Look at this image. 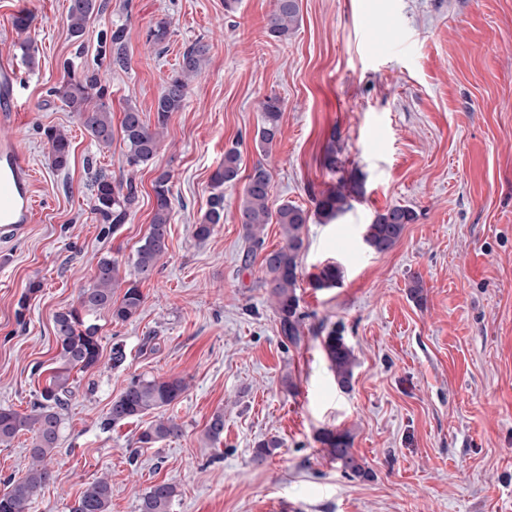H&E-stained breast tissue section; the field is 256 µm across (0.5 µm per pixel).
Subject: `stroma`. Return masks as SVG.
<instances>
[{
  "label": "stroma",
  "mask_w": 512,
  "mask_h": 512,
  "mask_svg": "<svg viewBox=\"0 0 512 512\" xmlns=\"http://www.w3.org/2000/svg\"><path fill=\"white\" fill-rule=\"evenodd\" d=\"M81 37L69 0H0V63L20 80L12 133L34 171L33 220L0 243V407L27 414L57 354L54 318L75 307L97 260L128 259L148 230L156 170L172 174L168 250L140 288L139 317L97 324L100 359L73 375L60 409L52 478L32 512H71L105 477L111 512H139L153 484L177 495L171 512H512V0H300L288 40L267 34L274 0H105ZM34 22L13 24L20 11ZM167 20L165 48L147 40ZM127 30V61L98 56L107 31ZM31 40L34 63L19 42ZM209 46L185 106L173 113L153 165L129 172L121 138L99 148L49 91L64 61L97 68L113 125L126 103L153 122L155 103L186 44ZM283 103L271 154L254 136L265 97ZM65 130L72 152L52 166L43 131ZM243 169L265 161L273 204L310 211L300 255V344L289 343L260 281L262 257L245 258L241 185L224 189V222L203 241L211 177L229 147ZM339 175L323 164L328 148ZM134 175L138 200L126 224L96 223V176ZM344 176L359 187L350 208L323 224L313 194ZM396 205L417 213L394 249L371 252L364 227ZM338 264L342 279L311 277ZM423 302L408 294L413 277ZM38 291H31L32 281ZM342 329L356 364L339 389L319 327ZM126 360L113 366V346ZM137 376L182 377L167 413L178 437L139 446L149 417L107 421ZM224 413L213 444L206 426ZM349 431L369 477L343 473L321 449L322 430ZM281 443L263 465L259 442Z\"/></svg>",
  "instance_id": "35a3bbf8"
}]
</instances>
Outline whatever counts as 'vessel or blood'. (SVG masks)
<instances>
[{
    "mask_svg": "<svg viewBox=\"0 0 512 512\" xmlns=\"http://www.w3.org/2000/svg\"><path fill=\"white\" fill-rule=\"evenodd\" d=\"M34 212L33 175L16 140L0 135V238L16 239Z\"/></svg>",
    "mask_w": 512,
    "mask_h": 512,
    "instance_id": "vessel-or-blood-1",
    "label": "vessel or blood"
}]
</instances>
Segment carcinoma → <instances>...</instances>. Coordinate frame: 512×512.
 Segmentation results:
<instances>
[{
  "label": "carcinoma",
  "instance_id": "cac0c4a2",
  "mask_svg": "<svg viewBox=\"0 0 512 512\" xmlns=\"http://www.w3.org/2000/svg\"><path fill=\"white\" fill-rule=\"evenodd\" d=\"M105 6L103 0H69L67 21L71 34L79 37L88 23L99 15ZM301 21L299 0H276L270 17L268 35L277 40H286ZM109 49L112 64L122 66L126 61L125 27L111 29ZM208 47L200 40L187 46L181 54L178 68L166 82L155 104L154 125H149L138 108L130 103L123 110L121 133L126 147V164L135 172L152 162L158 152L160 137L166 129L171 115L180 111L186 101L189 81L198 75L206 63ZM65 76L59 85L50 89V95L59 99L73 112L81 125L101 148L112 146V113L104 102L105 89L100 84L98 73L90 70L78 71L74 64H63ZM262 123L258 126L255 142L261 151L268 154L281 135L280 118L282 102L276 96H268L261 103ZM46 145L53 167H67L71 157V140L57 128L45 130ZM167 170L157 171L153 179L154 209L151 224L140 240L132 259L133 276L127 278L120 273L118 261L101 257L95 267L91 284L80 290L78 306L55 316L54 333L57 355L46 384L40 392L31 412L21 415L9 408L0 409V443L7 444L24 431L32 433L31 465L24 477L8 481L0 492V512H27L33 496L49 480L50 473L45 460L58 447L61 417L57 408L62 405L69 392L72 372H83L99 361L100 344L98 328L88 322L87 317L108 310L112 320L125 323L135 319L144 303L139 287L141 280L155 272L161 258L166 254L170 231L172 201ZM244 181L238 210L244 231L247 250L244 261L257 252L264 251L265 224L271 217L281 226L285 244L278 249L265 251L262 259L264 277L261 287L279 319L280 334L289 343L297 345L303 336L304 315L300 311L301 274L299 254L303 247V233L309 223L308 212L302 208L282 203L271 208L270 169L262 162L256 163L247 174H242L239 151L231 147L224 151V160L212 176V192L208 209L194 225L193 235L198 240L209 238L215 226L224 223V186ZM91 202V212L99 224H110L117 228L127 223L131 208L138 196L137 185L129 176L118 181L99 176ZM357 191L356 185L344 178L314 198L315 211L325 221L338 217L349 207V199ZM416 219L415 211L407 206H393L366 225L363 241L378 254L391 250L401 239L406 225ZM341 280L340 269L334 264L323 266L314 277L316 288H332ZM125 288L122 299L112 301L117 289ZM323 351L329 362L337 385L347 389L351 385L354 354L342 331L331 329L322 340ZM187 390V383L180 377L133 378L121 394L112 400L107 422L119 423L138 419L176 403ZM181 433L174 420L158 418L150 422L139 438L144 445L155 444ZM224 435V412H216L210 419L205 437L218 441ZM330 459L339 464L350 476L369 475L362 462L351 448V435L346 431H325L319 436ZM176 497L175 485L160 482L150 486L141 497L139 512H170ZM112 500V485L106 478L92 482L79 496L72 512H109Z\"/></svg>",
  "mask_w": 512,
  "mask_h": 512
}]
</instances>
